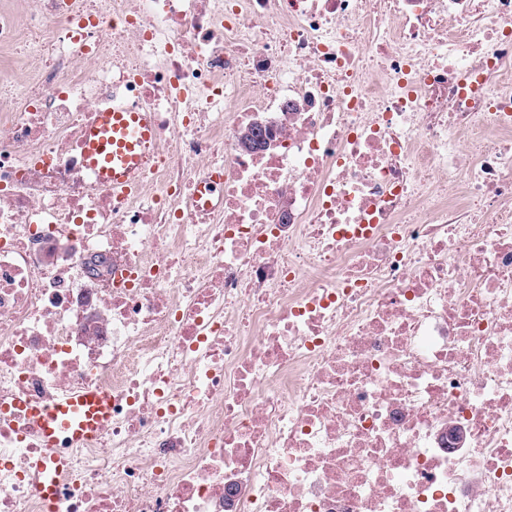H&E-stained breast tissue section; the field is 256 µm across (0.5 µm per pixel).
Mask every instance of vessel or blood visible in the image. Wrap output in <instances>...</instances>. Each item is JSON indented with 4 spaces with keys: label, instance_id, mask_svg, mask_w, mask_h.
I'll return each instance as SVG.
<instances>
[{
    "label": "vessel or blood",
    "instance_id": "vessel-or-blood-1",
    "mask_svg": "<svg viewBox=\"0 0 512 512\" xmlns=\"http://www.w3.org/2000/svg\"><path fill=\"white\" fill-rule=\"evenodd\" d=\"M154 116L133 107L99 113L82 139V154L100 183L120 189L137 182L150 160ZM45 447L77 442L97 434L112 417L111 392L80 391L29 410Z\"/></svg>",
    "mask_w": 512,
    "mask_h": 512
}]
</instances>
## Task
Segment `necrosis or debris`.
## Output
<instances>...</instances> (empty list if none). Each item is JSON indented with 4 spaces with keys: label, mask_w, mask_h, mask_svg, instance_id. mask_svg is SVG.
Masks as SVG:
<instances>
[{
    "label": "necrosis or debris",
    "mask_w": 512,
    "mask_h": 512,
    "mask_svg": "<svg viewBox=\"0 0 512 512\" xmlns=\"http://www.w3.org/2000/svg\"><path fill=\"white\" fill-rule=\"evenodd\" d=\"M0 512H512V0H0ZM154 116L134 107L99 112L82 139V155L100 183L120 189L137 182L150 160ZM261 129H263V121L259 119L251 129L239 133L238 147L242 152L251 153L257 148H268L270 146L269 140L265 142L259 137ZM46 448L77 442L97 434L112 417V393L103 389L80 391L48 406L29 408Z\"/></svg>",
    "instance_id": "1"
}]
</instances>
